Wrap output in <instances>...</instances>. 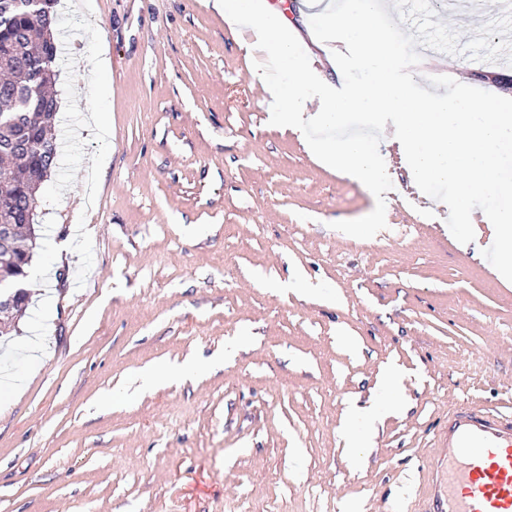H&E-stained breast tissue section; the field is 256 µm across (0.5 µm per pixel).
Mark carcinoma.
Wrapping results in <instances>:
<instances>
[{
	"instance_id": "1",
	"label": "carcinoma",
	"mask_w": 512,
	"mask_h": 512,
	"mask_svg": "<svg viewBox=\"0 0 512 512\" xmlns=\"http://www.w3.org/2000/svg\"><path fill=\"white\" fill-rule=\"evenodd\" d=\"M55 2L36 7L30 0H0V161H7L0 214L12 225L10 237L0 244V281L5 284L28 277L39 234L35 225L25 223V214L56 167L52 128L57 108L47 91L58 55ZM27 308V298H19L12 315L0 320V334H8Z\"/></svg>"
}]
</instances>
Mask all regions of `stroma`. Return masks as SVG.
I'll use <instances>...</instances> for the list:
<instances>
[{
	"mask_svg": "<svg viewBox=\"0 0 512 512\" xmlns=\"http://www.w3.org/2000/svg\"><path fill=\"white\" fill-rule=\"evenodd\" d=\"M57 17V166L30 304L0 340L23 378L0 379V512H414L449 407L512 404L492 225L458 242L384 138L386 228L333 229L373 194L270 124L262 54L206 0H60ZM499 74L444 53L414 80L495 94ZM391 367L396 406L351 451L347 410Z\"/></svg>",
	"mask_w": 512,
	"mask_h": 512,
	"instance_id": "obj_1",
	"label": "stroma"
}]
</instances>
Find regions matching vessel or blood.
Instances as JSON below:
<instances>
[{"label":"vessel or blood","instance_id":"obj_1","mask_svg":"<svg viewBox=\"0 0 512 512\" xmlns=\"http://www.w3.org/2000/svg\"><path fill=\"white\" fill-rule=\"evenodd\" d=\"M443 467L419 512H512V407L448 411Z\"/></svg>","mask_w":512,"mask_h":512}]
</instances>
